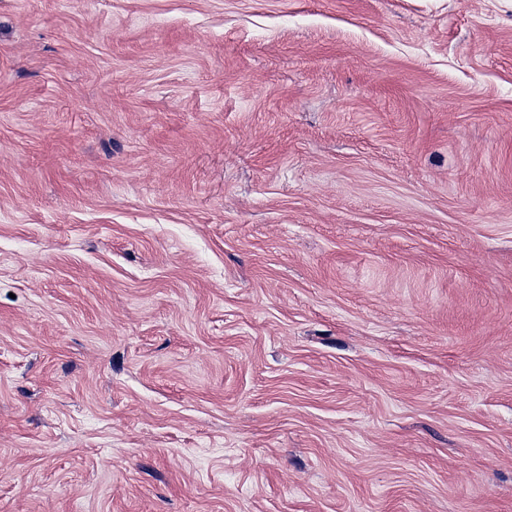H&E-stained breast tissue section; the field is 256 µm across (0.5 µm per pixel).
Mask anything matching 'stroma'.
Segmentation results:
<instances>
[{"mask_svg": "<svg viewBox=\"0 0 512 512\" xmlns=\"http://www.w3.org/2000/svg\"><path fill=\"white\" fill-rule=\"evenodd\" d=\"M0 512H512V0H0Z\"/></svg>", "mask_w": 512, "mask_h": 512, "instance_id": "35a3bbf8", "label": "stroma"}]
</instances>
